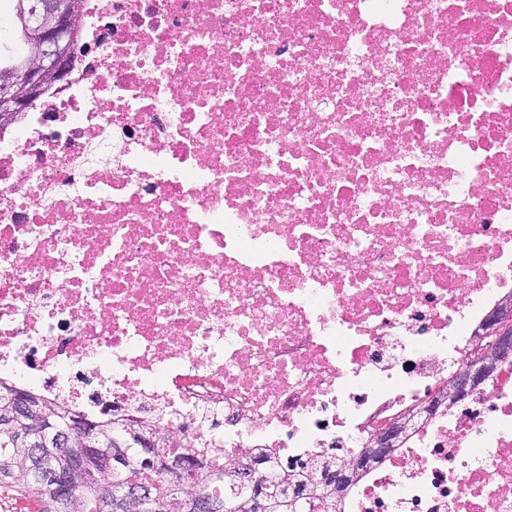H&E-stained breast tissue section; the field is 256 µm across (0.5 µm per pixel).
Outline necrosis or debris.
Masks as SVG:
<instances>
[{"instance_id":"necrosis-or-debris-1","label":"necrosis or debris","mask_w":512,"mask_h":512,"mask_svg":"<svg viewBox=\"0 0 512 512\" xmlns=\"http://www.w3.org/2000/svg\"><path fill=\"white\" fill-rule=\"evenodd\" d=\"M78 38L0 127V381L335 457L339 512H512V356L439 402L512 294V0H85ZM434 406L424 407L416 412L402 415L374 430L369 441V448L375 454L382 455L390 452L400 436L405 433L410 422L422 414H429Z\"/></svg>"}]
</instances>
